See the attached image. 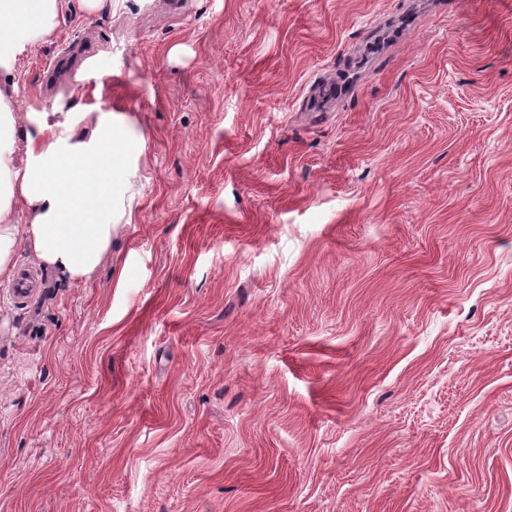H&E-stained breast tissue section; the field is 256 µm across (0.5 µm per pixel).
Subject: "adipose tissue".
I'll use <instances>...</instances> for the list:
<instances>
[{
    "mask_svg": "<svg viewBox=\"0 0 512 512\" xmlns=\"http://www.w3.org/2000/svg\"><path fill=\"white\" fill-rule=\"evenodd\" d=\"M61 15L62 0H0V76L12 73L26 45L51 37ZM18 121L0 90V278L13 277L21 249L60 278H91L126 215L120 192L144 141L116 135L108 113L86 138L69 134L70 113L53 123L41 115L19 165Z\"/></svg>",
    "mask_w": 512,
    "mask_h": 512,
    "instance_id": "obj_1",
    "label": "adipose tissue"
}]
</instances>
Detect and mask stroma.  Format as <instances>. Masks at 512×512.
<instances>
[{
	"label": "stroma",
	"instance_id": "obj_1",
	"mask_svg": "<svg viewBox=\"0 0 512 512\" xmlns=\"http://www.w3.org/2000/svg\"><path fill=\"white\" fill-rule=\"evenodd\" d=\"M7 87L145 149L0 279V512H512V0H64ZM41 284L42 278L37 272L23 269L12 288L16 299L20 303H26L34 288H39Z\"/></svg>",
	"mask_w": 512,
	"mask_h": 512
}]
</instances>
